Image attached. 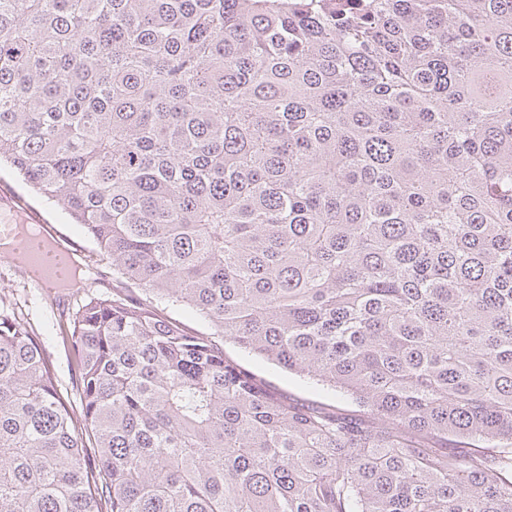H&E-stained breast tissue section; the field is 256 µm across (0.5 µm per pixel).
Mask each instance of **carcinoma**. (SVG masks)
Segmentation results:
<instances>
[{
  "label": "carcinoma",
  "instance_id": "cac0c4a2",
  "mask_svg": "<svg viewBox=\"0 0 512 512\" xmlns=\"http://www.w3.org/2000/svg\"><path fill=\"white\" fill-rule=\"evenodd\" d=\"M2 164L142 294L79 420L0 307L4 512H512V0H0ZM213 340L224 347V352L237 360L248 371L264 378L268 381L278 393L286 397L289 401L299 405L319 404L337 406L347 410L350 413H363V408L359 407L354 401L347 399L333 391H325L310 380L288 373L274 365L263 361L251 354L240 351L229 341H225L221 336H213Z\"/></svg>",
  "mask_w": 512,
  "mask_h": 512
}]
</instances>
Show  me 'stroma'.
<instances>
[{
    "label": "stroma",
    "mask_w": 512,
    "mask_h": 512,
    "mask_svg": "<svg viewBox=\"0 0 512 512\" xmlns=\"http://www.w3.org/2000/svg\"><path fill=\"white\" fill-rule=\"evenodd\" d=\"M22 218L48 226L55 243L76 253L80 259L90 261L95 257L97 246L81 225L72 223L62 208L47 203L32 191L11 168L1 166L0 219L15 222ZM115 295L135 298L139 292L124 280L113 277L108 267H101L99 276H86L80 290H49L35 287L21 273L17 262L0 256V305L13 308L27 329L42 339L58 388L73 416L81 414L73 384L77 357L72 349L71 333L75 314L88 298ZM224 351L245 369L268 381L289 401L306 406H336L351 413L359 410L354 401L244 353L232 343H225Z\"/></svg>",
    "instance_id": "obj_1"
}]
</instances>
